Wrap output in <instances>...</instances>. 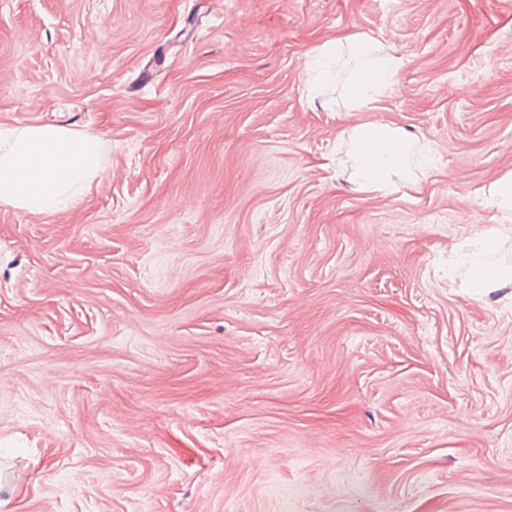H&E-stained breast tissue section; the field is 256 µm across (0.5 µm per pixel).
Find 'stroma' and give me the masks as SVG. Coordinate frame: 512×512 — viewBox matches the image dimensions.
Segmentation results:
<instances>
[{
    "label": "stroma",
    "instance_id": "35a3bbf8",
    "mask_svg": "<svg viewBox=\"0 0 512 512\" xmlns=\"http://www.w3.org/2000/svg\"><path fill=\"white\" fill-rule=\"evenodd\" d=\"M361 31L372 109L310 89ZM420 140L357 190L343 131ZM99 137L64 212L0 206V512H512V0H0V127ZM375 40L362 32L325 41L316 48L319 57L326 61L337 62L344 53L366 56L373 50ZM401 65V58L390 55L367 61L352 71L346 89V101L350 108L354 110L370 106L375 99L368 91L378 94L392 85ZM492 206L502 212H512V172L497 179L487 189ZM489 270V272H487ZM512 283V266L505 264H482L472 267L468 288L475 294H483L494 288H501Z\"/></svg>",
    "mask_w": 512,
    "mask_h": 512
}]
</instances>
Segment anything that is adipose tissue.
Instances as JSON below:
<instances>
[{
  "instance_id": "adipose-tissue-1",
  "label": "adipose tissue",
  "mask_w": 512,
  "mask_h": 512,
  "mask_svg": "<svg viewBox=\"0 0 512 512\" xmlns=\"http://www.w3.org/2000/svg\"><path fill=\"white\" fill-rule=\"evenodd\" d=\"M374 41L355 32L325 41L320 58L364 56L349 75L346 100L351 108L373 103L374 93L392 85L402 64L396 56L372 58ZM353 182L362 192H380L394 181L414 183L409 161L414 139L401 128L364 122L346 134ZM103 172L102 143L94 136L55 124L0 128V205L30 214H54L74 205L76 192Z\"/></svg>"
}]
</instances>
